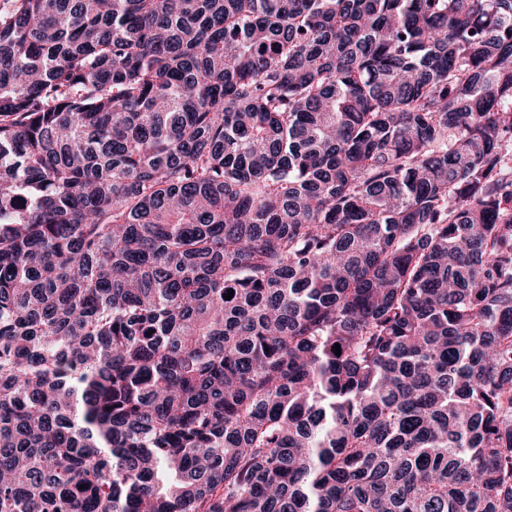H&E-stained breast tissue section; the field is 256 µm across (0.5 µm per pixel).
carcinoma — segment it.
<instances>
[{
  "instance_id": "cac0c4a2",
  "label": "carcinoma",
  "mask_w": 512,
  "mask_h": 512,
  "mask_svg": "<svg viewBox=\"0 0 512 512\" xmlns=\"http://www.w3.org/2000/svg\"><path fill=\"white\" fill-rule=\"evenodd\" d=\"M509 141L512 0H0V512H512Z\"/></svg>"
}]
</instances>
